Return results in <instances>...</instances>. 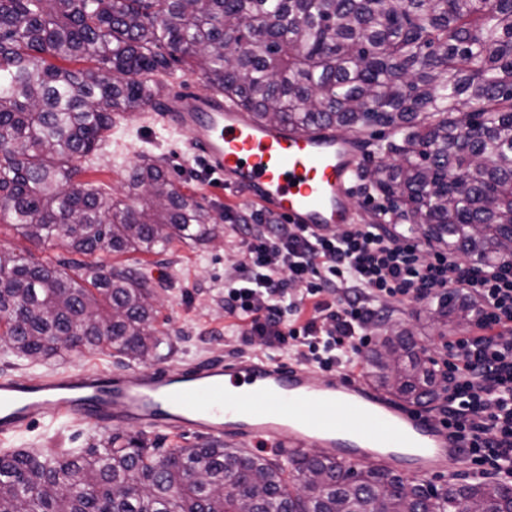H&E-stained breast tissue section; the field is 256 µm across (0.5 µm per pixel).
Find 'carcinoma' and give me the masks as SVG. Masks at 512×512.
Instances as JSON below:
<instances>
[{"instance_id":"carcinoma-1","label":"carcinoma","mask_w":512,"mask_h":512,"mask_svg":"<svg viewBox=\"0 0 512 512\" xmlns=\"http://www.w3.org/2000/svg\"><path fill=\"white\" fill-rule=\"evenodd\" d=\"M86 61L70 69L50 62ZM254 123L344 131L368 158L357 179L396 219L483 266L512 252V0H0V215L70 253H160L209 241L215 218L158 163L126 197L78 183L112 116L157 104L172 62ZM74 274H62L59 266ZM476 303L450 295L433 319L461 329ZM148 282L71 258L0 251V352L44 361L94 347L146 360L161 339ZM386 393L430 401L436 379L409 336L368 349ZM134 440L85 454H0V512H499L488 480L442 492L328 456L292 460Z\"/></svg>"}]
</instances>
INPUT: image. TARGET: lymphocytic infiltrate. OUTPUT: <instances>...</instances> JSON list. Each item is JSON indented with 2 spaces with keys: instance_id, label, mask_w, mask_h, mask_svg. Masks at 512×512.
<instances>
[{
  "instance_id": "lymphocytic-infiltrate-1",
  "label": "lymphocytic infiltrate",
  "mask_w": 512,
  "mask_h": 512,
  "mask_svg": "<svg viewBox=\"0 0 512 512\" xmlns=\"http://www.w3.org/2000/svg\"><path fill=\"white\" fill-rule=\"evenodd\" d=\"M374 224L316 233L273 213L239 212L232 226L244 256L224 280V312L243 344L321 370H355L402 306L455 292L478 302L477 335L446 343L432 359L440 421L454 429L470 472L512 476V260L495 268L459 263L421 242L377 205Z\"/></svg>"
}]
</instances>
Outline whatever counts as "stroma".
<instances>
[{
  "label": "stroma",
  "instance_id": "35a3bbf8",
  "mask_svg": "<svg viewBox=\"0 0 512 512\" xmlns=\"http://www.w3.org/2000/svg\"><path fill=\"white\" fill-rule=\"evenodd\" d=\"M190 134L175 130L156 120H141L138 113L115 117L109 138L100 149L79 159L80 181L90 183L119 196L131 166L150 158L166 170L171 182L182 192L195 195L204 206L216 213L224 209L246 207L225 186H212L196 177L195 157L189 147ZM238 240L229 226H222L218 238L208 243L174 242L159 254L127 252L112 254L100 251L86 256L89 264L127 267L146 275L156 298L155 326L162 333V343L155 357L137 361L112 349L65 351L58 357L36 366L0 354V372L31 377L51 371L85 369L109 371L124 368L154 369L163 365L193 362L202 358L228 357L238 354L264 355V347L246 345L234 329L228 328L224 313V277L232 272L241 254ZM0 250L29 256L32 261L68 258L67 249L56 243L35 245L18 235L8 219L0 220ZM429 305L401 306L385 327L374 331L373 339L407 331L418 347L428 355L438 356L445 342L456 339V332L433 323ZM141 437L147 447L172 450L195 448L202 437L170 432L140 433L134 427H95L71 418L47 427H33L0 442V453L18 449L37 452L78 453L91 448L109 447L113 435Z\"/></svg>",
  "mask_w": 512,
  "mask_h": 512
}]
</instances>
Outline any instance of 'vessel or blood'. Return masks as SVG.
Segmentation results:
<instances>
[{"label":"vessel or blood","mask_w":512,"mask_h":512,"mask_svg":"<svg viewBox=\"0 0 512 512\" xmlns=\"http://www.w3.org/2000/svg\"><path fill=\"white\" fill-rule=\"evenodd\" d=\"M154 117L191 128V149L210 173L288 223L316 232L354 223L350 182L359 160L352 136L264 127L223 97L179 88ZM62 416L94 426L280 443L294 454L317 448L419 480L450 472L464 458L452 429L361 381L248 355L148 372L0 376L1 441Z\"/></svg>","instance_id":"b4317fda"}]
</instances>
